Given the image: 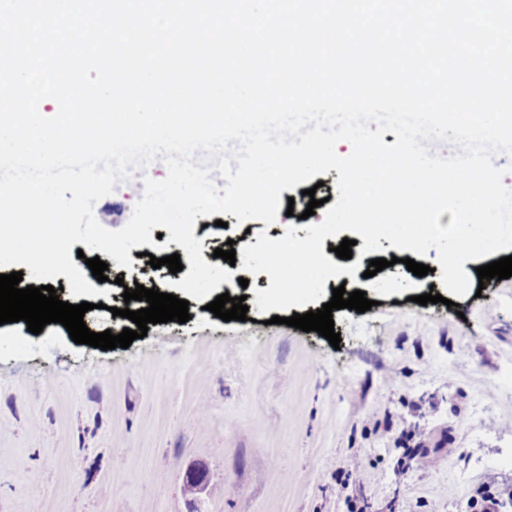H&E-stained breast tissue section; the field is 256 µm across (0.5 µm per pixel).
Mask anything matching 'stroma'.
<instances>
[{
    "label": "stroma",
    "mask_w": 512,
    "mask_h": 512,
    "mask_svg": "<svg viewBox=\"0 0 512 512\" xmlns=\"http://www.w3.org/2000/svg\"><path fill=\"white\" fill-rule=\"evenodd\" d=\"M272 225L224 215L194 227L206 253L270 239L304 216ZM386 267L373 277L328 278L374 300L333 311L339 347L317 332L269 324L256 305L266 273L221 283L245 296L246 321H223L190 299L186 323L149 325L129 348L71 340L63 325L40 334L0 325V512H188L184 474L204 463L218 495L203 512H473L487 474L501 508L512 505V277L485 283L456 306L420 305L443 293L436 250L408 271L409 253L382 240ZM122 278L85 313L96 332L121 333L112 308L125 287L164 290L166 271L133 257L108 259ZM51 387H43L45 377ZM358 458L356 473L346 463Z\"/></svg>",
    "instance_id": "stroma-1"
}]
</instances>
